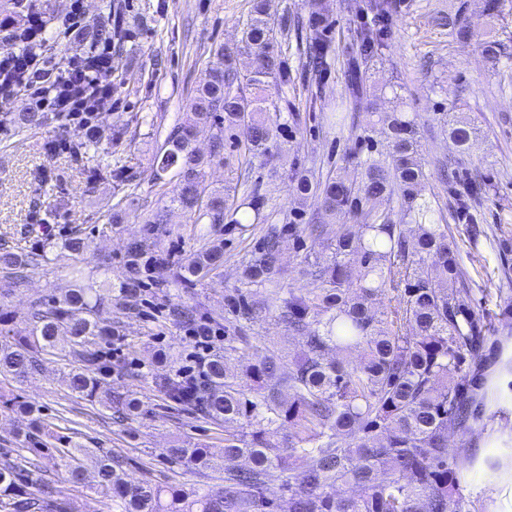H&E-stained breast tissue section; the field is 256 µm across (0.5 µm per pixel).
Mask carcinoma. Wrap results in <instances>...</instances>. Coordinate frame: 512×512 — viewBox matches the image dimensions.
I'll list each match as a JSON object with an SVG mask.
<instances>
[{"instance_id": "cac0c4a2", "label": "carcinoma", "mask_w": 512, "mask_h": 512, "mask_svg": "<svg viewBox=\"0 0 512 512\" xmlns=\"http://www.w3.org/2000/svg\"><path fill=\"white\" fill-rule=\"evenodd\" d=\"M369 22L357 34L364 58L387 47L391 36L390 0H363ZM323 18L314 13L306 24V50L321 73L329 66L331 46L322 36ZM448 37L467 42L476 36L469 17L448 18ZM492 66L507 55L505 43L492 36L479 42ZM254 57L256 66L241 76L238 56ZM204 81L186 104L192 122L173 128L151 164L152 179L174 183L171 205L195 224L224 223L226 197L203 184L205 166L221 157L224 127L239 130L240 142L251 153H263L278 130L268 115L269 80L282 88L291 77L276 49L265 10L258 6L244 31L241 45L220 46ZM364 112L383 143L366 156L352 153L356 175L328 176L316 182L293 174L295 190L313 194L318 212L302 228L313 239L327 237L324 261L304 257L300 274L315 288L270 291L267 309L278 313L288 334L298 338L299 352L261 346L262 356L237 371L229 358L237 352L236 336L225 337L224 351L209 355L192 381L168 377L158 382L168 402L198 417L224 424V447L190 448L177 443L166 449L168 459L198 473L224 472V486L214 492L189 494L151 481L129 479L124 460L112 452L97 455L90 488L121 506V512H470L464 495L465 466L448 448V431L466 432L494 414L498 383L480 382L485 343L499 328L485 320L472 302L474 279L460 243L434 218L422 197L426 174L420 158V135L410 112L377 111L367 89L365 71L354 62L349 70L346 111L330 112L329 126L346 123L348 111ZM45 112H19L11 123L39 129ZM213 124L210 155L193 147L194 130ZM448 137L462 154L481 133L475 119L449 113ZM97 135L76 143L50 141L47 150L88 154ZM461 211L481 204L487 184L481 175L466 174ZM397 198L401 217L394 220L384 202ZM275 225L266 228L258 247L243 267V284L264 286L283 271ZM59 250L76 258L89 250L87 239L73 235ZM150 245L134 241L127 248V276L116 300L141 296L143 276L168 264L160 250L145 259ZM49 260L45 245L14 252L0 249V267L16 283L25 270ZM224 266V248L210 245L195 251L175 273L185 286ZM235 319L251 325L261 311L239 288L227 296ZM117 326L112 306L90 288H75L30 311L21 328L0 326V373L25 378L39 371L40 356L59 350L66 337L69 354L83 365L66 373L72 394L96 400L109 410L131 415L138 403L122 394L100 392L99 375L107 353L85 349L88 337L112 344ZM0 409L31 417L16 434L20 447L0 455V499L10 512H68L67 502L52 481L43 478L47 464L59 459L70 480H87L82 457L93 449L72 437L53 443L52 431L37 416L35 404L0 397ZM288 429L283 435L281 431ZM279 483L288 509L267 495Z\"/></svg>"}]
</instances>
